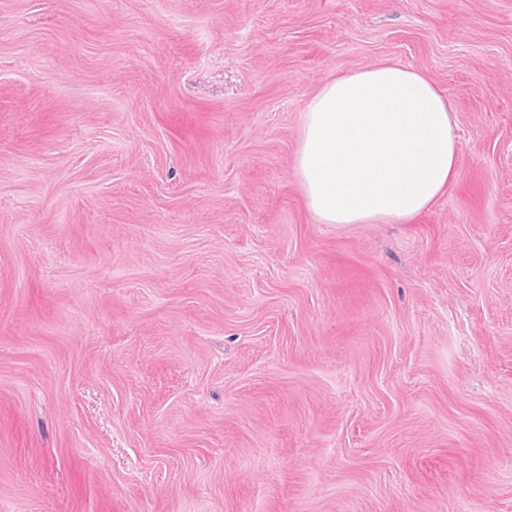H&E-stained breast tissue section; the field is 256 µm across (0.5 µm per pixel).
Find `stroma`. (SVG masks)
<instances>
[{
  "label": "stroma",
  "mask_w": 512,
  "mask_h": 512,
  "mask_svg": "<svg viewBox=\"0 0 512 512\" xmlns=\"http://www.w3.org/2000/svg\"><path fill=\"white\" fill-rule=\"evenodd\" d=\"M386 60L457 174L320 223ZM0 512H512V0H0ZM456 118L421 71L383 62L323 83L303 111L295 172L323 224H392L457 173Z\"/></svg>",
  "instance_id": "35a3bbf8"
}]
</instances>
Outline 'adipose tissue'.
Returning a JSON list of instances; mask_svg holds the SVG:
<instances>
[{
    "label": "adipose tissue",
    "instance_id": "adipose-tissue-1",
    "mask_svg": "<svg viewBox=\"0 0 512 512\" xmlns=\"http://www.w3.org/2000/svg\"><path fill=\"white\" fill-rule=\"evenodd\" d=\"M456 118L421 71L383 62L323 83L303 111L295 172L324 224L419 216L457 173Z\"/></svg>",
    "mask_w": 512,
    "mask_h": 512
}]
</instances>
